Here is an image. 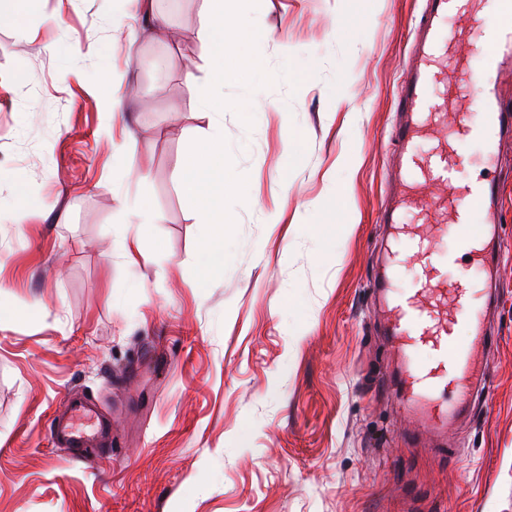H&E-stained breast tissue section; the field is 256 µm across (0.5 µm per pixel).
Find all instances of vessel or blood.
I'll use <instances>...</instances> for the list:
<instances>
[{
	"label": "vessel or blood",
	"mask_w": 512,
	"mask_h": 512,
	"mask_svg": "<svg viewBox=\"0 0 512 512\" xmlns=\"http://www.w3.org/2000/svg\"><path fill=\"white\" fill-rule=\"evenodd\" d=\"M461 0H426L414 45V58L397 91L400 117L393 128L397 146L396 178L401 191L380 217L385 224L390 257L372 288L382 301L385 332L398 358L400 400L432 428L442 429L468 411L471 399L494 376L488 364L477 363L476 347L491 348L497 339L485 315L474 308L462 281H448L444 272L463 250L469 269L493 272L497 267L496 226L473 224L472 210L494 214L500 197L497 177L499 147L512 133V112L503 107L501 77L512 71V0H496V20L471 40L470 51L480 63L471 75L474 94L456 123L454 136L479 142L484 148L487 176L457 190L453 183L456 157L447 144L422 152L418 145L429 131L448 122L447 96L433 95L447 84L445 64L450 45L461 36L445 22ZM419 211L422 225L412 229L404 214ZM449 238L454 250L439 248ZM409 259L411 287H399L400 263ZM465 324L466 335L456 327ZM107 424L92 409L75 403L66 420L54 421L51 434L59 443L95 455L111 449L94 447Z\"/></svg>",
	"instance_id": "vessel-or-blood-1"
}]
</instances>
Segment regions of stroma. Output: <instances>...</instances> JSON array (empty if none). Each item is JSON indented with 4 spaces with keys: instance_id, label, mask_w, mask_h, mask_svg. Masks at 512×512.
<instances>
[{
    "instance_id": "obj_1",
    "label": "stroma",
    "mask_w": 512,
    "mask_h": 512,
    "mask_svg": "<svg viewBox=\"0 0 512 512\" xmlns=\"http://www.w3.org/2000/svg\"><path fill=\"white\" fill-rule=\"evenodd\" d=\"M201 6L157 0L176 45L146 24L128 35V0H36L38 51L0 25V204L22 190L38 212L0 218V512H512V135L498 275L448 274L478 306L498 290L495 377L435 435L398 398L368 288L423 0H259L265 68L292 63L302 82L224 89L254 114L248 128L224 113L247 200L231 263L205 287L178 183L206 127L184 81L206 59ZM476 65L465 46L449 58V114ZM111 98L120 155L100 131ZM129 162L143 179L123 177ZM140 202L155 223L125 225L123 205ZM127 232L143 247L134 265ZM76 399L111 420V461L54 445L50 421Z\"/></svg>"
}]
</instances>
